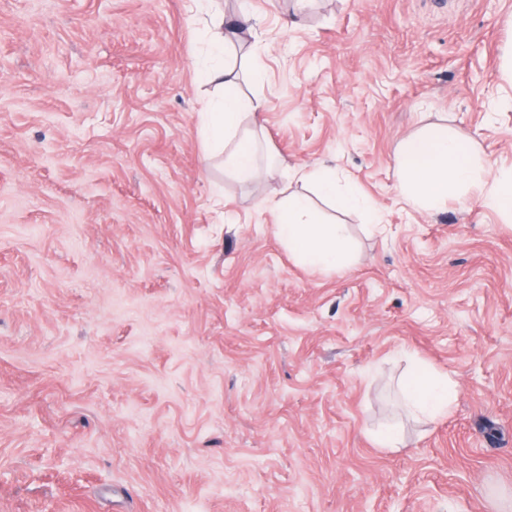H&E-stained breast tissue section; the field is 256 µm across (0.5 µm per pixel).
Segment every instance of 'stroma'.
<instances>
[{"instance_id": "1", "label": "stroma", "mask_w": 512, "mask_h": 512, "mask_svg": "<svg viewBox=\"0 0 512 512\" xmlns=\"http://www.w3.org/2000/svg\"><path fill=\"white\" fill-rule=\"evenodd\" d=\"M250 8L245 184L198 135L203 14L0 0V512H512V219L410 206L395 165L441 126L512 171V0ZM320 164L379 228L289 176ZM291 194L348 267L291 258ZM419 368L447 417L408 410Z\"/></svg>"}]
</instances>
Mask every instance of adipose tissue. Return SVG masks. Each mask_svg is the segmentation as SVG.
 I'll return each instance as SVG.
<instances>
[{
    "label": "adipose tissue",
    "instance_id": "adipose-tissue-1",
    "mask_svg": "<svg viewBox=\"0 0 512 512\" xmlns=\"http://www.w3.org/2000/svg\"><path fill=\"white\" fill-rule=\"evenodd\" d=\"M251 22L246 11L227 25L213 19L211 59L200 71L201 78L214 84L217 91L207 108L203 134L224 152L229 172L243 182L258 181L262 172L249 139L240 137L239 130L245 116L260 118L265 103L241 92L240 73L229 48ZM395 164L399 189L412 206L437 210L447 204L451 194L479 188L487 208L512 216V176L491 175L475 145L463 143L447 132L429 130L406 137L398 147ZM303 178L342 209L368 213L374 210L372 202L349 181L341 179L336 168H312L304 172ZM276 212V235L300 264L325 272L349 262V245L340 225L324 223L304 197H289L278 204ZM452 387L451 379L445 375H416L406 383L414 408L435 419L447 416L453 400Z\"/></svg>",
    "mask_w": 512,
    "mask_h": 512
}]
</instances>
